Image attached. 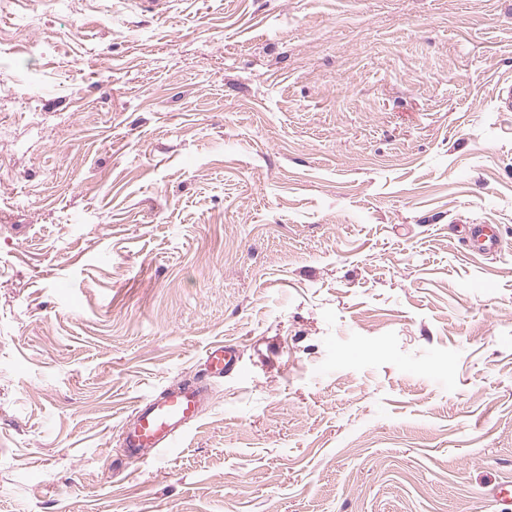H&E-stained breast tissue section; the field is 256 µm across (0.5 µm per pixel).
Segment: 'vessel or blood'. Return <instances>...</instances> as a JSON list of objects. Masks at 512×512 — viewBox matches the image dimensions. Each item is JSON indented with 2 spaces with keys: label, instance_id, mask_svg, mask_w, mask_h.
Returning <instances> with one entry per match:
<instances>
[{
  "label": "vessel or blood",
  "instance_id": "vessel-or-blood-1",
  "mask_svg": "<svg viewBox=\"0 0 512 512\" xmlns=\"http://www.w3.org/2000/svg\"><path fill=\"white\" fill-rule=\"evenodd\" d=\"M470 241L479 249L493 252L499 246L496 230L486 224L470 229ZM234 346L217 343L204 353L207 377L219 380L238 368ZM205 402L200 385H180L160 395L141 399L123 425L124 446L128 455L160 457L175 447L179 436L197 421Z\"/></svg>",
  "mask_w": 512,
  "mask_h": 512
}]
</instances>
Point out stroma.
<instances>
[{
  "label": "stroma",
  "instance_id": "35a3bbf8",
  "mask_svg": "<svg viewBox=\"0 0 512 512\" xmlns=\"http://www.w3.org/2000/svg\"><path fill=\"white\" fill-rule=\"evenodd\" d=\"M505 85L512 0H0V512H512ZM470 242L479 249L493 252L499 247V238L496 230L486 224H475L470 228ZM238 359L237 349L232 345L221 342L209 346L204 353L208 379H224V375L232 374L238 368ZM205 402L201 385H180L140 399L123 425L128 455L156 458L175 448L179 436L197 421Z\"/></svg>",
  "mask_w": 512,
  "mask_h": 512
}]
</instances>
